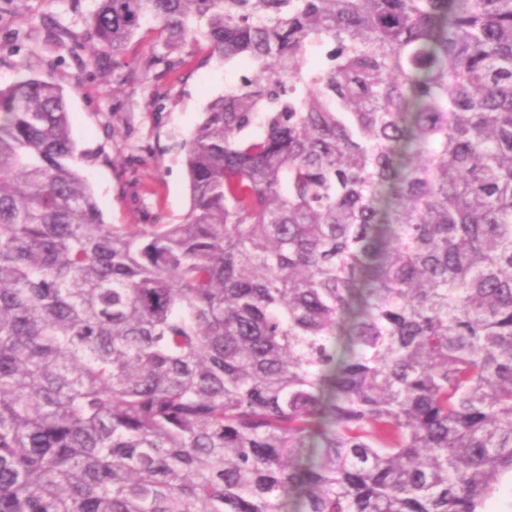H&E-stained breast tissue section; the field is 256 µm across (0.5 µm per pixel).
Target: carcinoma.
<instances>
[{
    "label": "carcinoma",
    "mask_w": 512,
    "mask_h": 512,
    "mask_svg": "<svg viewBox=\"0 0 512 512\" xmlns=\"http://www.w3.org/2000/svg\"><path fill=\"white\" fill-rule=\"evenodd\" d=\"M237 66L176 223L0 86V512H483L512 474V0H98Z\"/></svg>",
    "instance_id": "carcinoma-1"
}]
</instances>
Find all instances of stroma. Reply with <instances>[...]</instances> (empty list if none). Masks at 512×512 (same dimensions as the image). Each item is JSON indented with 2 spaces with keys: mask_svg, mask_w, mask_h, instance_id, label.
<instances>
[{
  "mask_svg": "<svg viewBox=\"0 0 512 512\" xmlns=\"http://www.w3.org/2000/svg\"><path fill=\"white\" fill-rule=\"evenodd\" d=\"M97 0H0V84L21 74L61 85L82 170L110 224H148L153 213L174 222L189 204L181 143L235 73L218 60L166 72L153 21H145L116 69L85 65V51L44 47L47 26L82 31ZM154 194L143 201L144 186Z\"/></svg>",
  "mask_w": 512,
  "mask_h": 512,
  "instance_id": "obj_1",
  "label": "stroma"
}]
</instances>
